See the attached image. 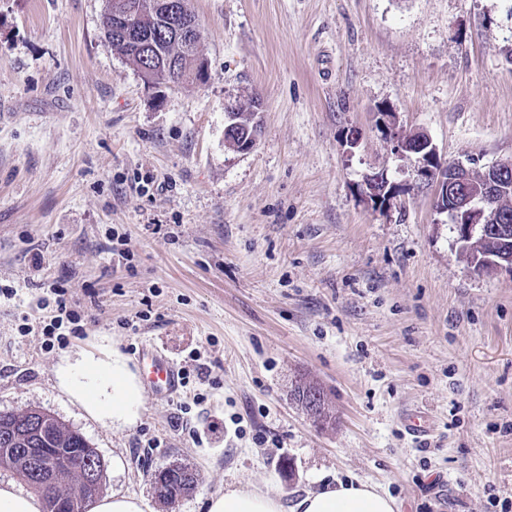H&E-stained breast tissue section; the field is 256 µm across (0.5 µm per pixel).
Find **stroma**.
<instances>
[{
	"label": "stroma",
	"instance_id": "stroma-1",
	"mask_svg": "<svg viewBox=\"0 0 512 512\" xmlns=\"http://www.w3.org/2000/svg\"><path fill=\"white\" fill-rule=\"evenodd\" d=\"M190 6L206 78L160 91L106 40V0H0V291H15L0 294V412L43 410L104 464L123 458L103 494L152 512H206L229 485L290 510L338 480L377 484L399 512H512V274L467 272L375 125L390 106L446 162L512 156V0ZM250 98L262 133L237 153L225 106ZM379 170L407 184L386 210L358 191ZM55 282L83 329L62 349L36 329ZM102 339L133 367L149 342L178 368L199 351L210 379L145 395L112 430L54 374ZM301 374L333 427L291 398ZM417 408L431 427L415 438ZM173 464L199 481L168 504L151 475Z\"/></svg>",
	"mask_w": 512,
	"mask_h": 512
}]
</instances>
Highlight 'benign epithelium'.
I'll use <instances>...</instances> for the list:
<instances>
[{
    "instance_id": "benign-epithelium-1",
    "label": "benign epithelium",
    "mask_w": 512,
    "mask_h": 512,
    "mask_svg": "<svg viewBox=\"0 0 512 512\" xmlns=\"http://www.w3.org/2000/svg\"><path fill=\"white\" fill-rule=\"evenodd\" d=\"M165 8L171 15V27L176 31V37L182 42L190 41L192 30L183 19L184 3L173 0ZM259 124V119L253 120L251 136L247 139L237 137L235 127L238 123L228 124L224 130L226 147L233 152L250 151L260 135ZM376 125L394 154L414 159V180L433 188L437 211L448 214V222L458 228L459 239L465 241L459 248L462 257H467L470 247L488 239V236L500 235L506 227V219L512 216V157L500 159L486 168L459 162L448 164L442 161L428 134L407 131L392 110L377 113ZM401 192V184L390 180L385 171L367 175L362 188L365 199L380 209L388 208ZM510 270L512 258L506 264L500 255L489 257L481 272L492 276ZM23 451L29 458L37 485L49 486L44 458L33 448L17 449L19 453Z\"/></svg>"
}]
</instances>
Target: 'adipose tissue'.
<instances>
[{
    "mask_svg": "<svg viewBox=\"0 0 512 512\" xmlns=\"http://www.w3.org/2000/svg\"><path fill=\"white\" fill-rule=\"evenodd\" d=\"M59 388L100 424L112 429L132 426L140 418L144 388L127 359L112 346L62 357L55 367ZM207 512H283L280 496L226 488L212 495ZM294 512H397V503L376 485L340 481L306 493Z\"/></svg>",
    "mask_w": 512,
    "mask_h": 512,
    "instance_id": "obj_1",
    "label": "adipose tissue"
}]
</instances>
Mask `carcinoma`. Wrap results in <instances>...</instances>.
Wrapping results in <instances>:
<instances>
[{"instance_id":"1","label":"carcinoma","mask_w":512,"mask_h":512,"mask_svg":"<svg viewBox=\"0 0 512 512\" xmlns=\"http://www.w3.org/2000/svg\"><path fill=\"white\" fill-rule=\"evenodd\" d=\"M157 0H107L103 17L106 40L125 59L130 61L147 83L154 86H175L194 74L199 60L197 46H186L175 40L167 27L164 10L156 6ZM127 7L131 12L132 25L139 28L143 40L131 42L116 29L112 9L116 5ZM295 399L307 408L313 402L320 406V426L332 422L331 411L323 388L305 378L300 379ZM13 442L15 448H52L56 457L55 477L46 490L40 491L44 500V512H52L53 506L67 502L75 487L81 482L82 470L74 464L94 452V448L77 431L68 429L49 413L30 409L22 413L0 412V442ZM18 470L27 481H32L25 456L13 453L0 454V467ZM197 474L186 465H172L158 471L153 488L164 502H173L190 493L196 486Z\"/></svg>"}]
</instances>
